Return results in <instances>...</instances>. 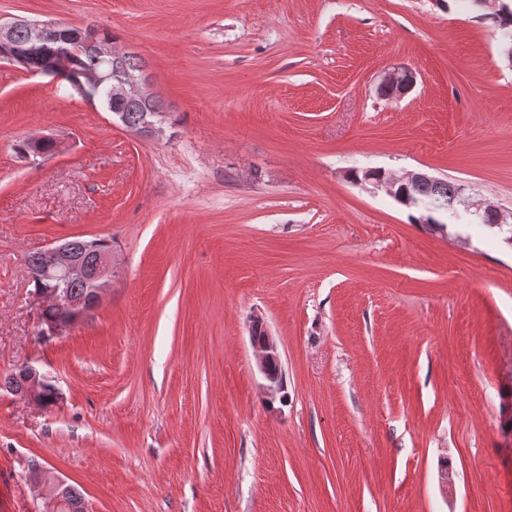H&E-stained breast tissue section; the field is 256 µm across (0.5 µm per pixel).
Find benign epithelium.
I'll use <instances>...</instances> for the list:
<instances>
[{
  "label": "benign epithelium",
  "mask_w": 512,
  "mask_h": 512,
  "mask_svg": "<svg viewBox=\"0 0 512 512\" xmlns=\"http://www.w3.org/2000/svg\"><path fill=\"white\" fill-rule=\"evenodd\" d=\"M23 28L27 31L29 43L45 45L60 43L65 46L57 58L56 70L70 68L73 55L84 51L95 53L105 62L106 69L90 76L92 83L105 86L114 97L140 98L147 100L152 95L151 78L131 75L114 77L112 67L121 65L129 55V51L107 41L96 28H83L73 31L55 22L32 21L26 17H11L0 23V59L17 67L22 57L13 49L14 33ZM416 84V74L408 67H396L382 77L377 86V94L382 98L402 97L411 91ZM441 178L423 170H407L400 176L382 180L375 175V169L364 171V176L356 178V182L370 187L374 193L391 196L396 193L399 184L420 185L434 184ZM456 196L460 198L463 211H454L450 223L461 224L464 220L477 218L485 227L506 232L512 226V210L497 207L466 193L463 184L456 185ZM41 261L30 268V278L55 284L53 288H45L39 292L42 308L50 306L65 309L70 317L59 322H41V332L47 335H60L86 320L102 303L112 288V252L97 253L95 261L90 263L84 256L71 249L66 240L59 241L39 251ZM82 280L86 291L80 297H71L60 293L57 285L71 280ZM261 331L259 336H250L257 368L262 375L263 392L267 402L272 404L278 400L283 390V379L271 372V366L281 362L277 340L268 330L262 316L254 314L251 318L250 330ZM24 380L19 384L5 383V389L15 395L40 403V396L45 386L52 384L49 376L38 367L26 364L22 367ZM30 481L39 494L45 499L46 512H87L85 500L71 501L69 491L71 484L54 476L51 472L35 468L30 473Z\"/></svg>",
  "instance_id": "obj_1"
}]
</instances>
